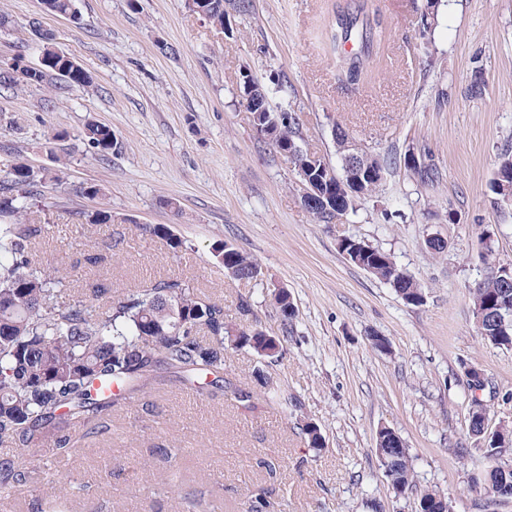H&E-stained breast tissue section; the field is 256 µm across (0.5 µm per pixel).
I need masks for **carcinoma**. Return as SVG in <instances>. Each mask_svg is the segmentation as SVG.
<instances>
[{
  "mask_svg": "<svg viewBox=\"0 0 512 512\" xmlns=\"http://www.w3.org/2000/svg\"><path fill=\"white\" fill-rule=\"evenodd\" d=\"M75 0H42L45 12L71 17L78 15ZM210 24L224 29V0L202 3ZM438 0H426L420 22L425 29L435 24ZM387 24L379 9L368 0H356L336 6L334 19L326 28V37L336 50L340 66L338 80L352 83L366 68L374 48L386 37ZM42 62L30 74L19 73L10 66L0 70V87L7 90L24 85H40L47 76L56 75L70 85L88 87L91 77L69 56L50 41L42 44ZM246 109L261 113L258 126L276 125L280 143L299 146L300 118L291 112H276L267 94L258 103L246 102ZM82 138L104 157L115 145L112 129L91 123L81 132ZM404 166L422 184L439 178L433 159L423 153L404 154ZM375 177L364 179L360 190L352 195L336 191L332 183L338 174L320 158L306 172L308 181L325 195V202L310 210L320 222L356 211V202L372 196L384 180L389 163L374 158ZM67 163L59 161L54 173L36 171L23 161L0 170V445L19 449L12 456H0V480L21 483L27 480L23 456H37L44 447L57 454L69 451V429L82 427L95 434L104 427L112 407L145 395L155 389L159 373L166 371L191 386L200 379L216 388H231L225 377L224 340L235 336L236 349L256 350L264 330H238L228 321L224 304L198 292L190 281L181 277L160 279L144 288L132 290L112 301L108 288L94 289L96 299L107 298L104 308L79 300L58 301L65 276L60 268L43 264L33 257L37 237L43 226L25 220V215L44 206L51 191L64 184ZM495 203L512 206V154H504L489 183ZM71 218L79 224H107L112 212L100 209L92 214L75 212ZM142 231L163 239L177 253L187 249L185 241L167 226L145 225ZM350 244L358 257L349 260L394 288L407 304H422L424 295L413 278L396 275V264L386 253L357 238ZM218 264L226 267L244 263L248 255L231 243L216 249ZM473 313L485 312L478 333L488 343L512 348V326L502 325L494 311H508L512 305V288L491 274L472 291ZM262 396L272 404L288 408V394L266 383V375L257 374ZM313 448L324 446L319 428L303 422L300 427ZM386 433L375 437V453L383 447ZM512 431L491 438L482 446L489 466L484 485L492 489H512V463L502 461ZM396 455L395 470L387 480L395 493L405 495L416 489L414 467L409 449L388 450ZM64 486L59 478L51 479L45 492V504L52 509L64 506ZM417 512H443L441 493L434 489L420 491Z\"/></svg>",
  "mask_w": 512,
  "mask_h": 512,
  "instance_id": "carcinoma-1",
  "label": "carcinoma"
}]
</instances>
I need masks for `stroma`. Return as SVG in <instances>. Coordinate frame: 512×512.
Here are the masks:
<instances>
[{
    "label": "stroma",
    "instance_id": "35a3bbf8",
    "mask_svg": "<svg viewBox=\"0 0 512 512\" xmlns=\"http://www.w3.org/2000/svg\"><path fill=\"white\" fill-rule=\"evenodd\" d=\"M331 2L253 0L249 13H227V34L187 0H76V23L46 14L41 0H0V66L19 55L38 64L42 28L95 80L89 89L51 78L0 92V170L18 159L39 171L70 160L49 210L35 215L47 230L37 258L66 275L62 301L91 300L101 285L117 299L177 276L221 301L237 328L265 329L284 347L267 367L251 350L226 351L229 379L254 394L247 407L162 374L156 390L113 410L102 434L74 435L70 455L46 451L27 483L0 488V512H38L52 475L74 483L65 512H183L185 494L217 512H249L258 495L272 512H416L415 495L395 494L376 457L383 425L405 440L418 489L448 495L452 512H512V501H492L480 485L487 461L468 430L476 399L489 430L512 427V349L478 336L471 295L495 263L512 261V207H497L489 190L512 152V0H441L430 30L417 11L424 0H381L390 43L356 85L337 79L318 28ZM244 71L275 111L298 114L302 148L330 165L339 163L337 126L359 149L392 158L356 213L320 223L307 211L287 158L251 122ZM477 72L484 91L474 97ZM96 122L117 139L104 157L80 137ZM419 148L438 167L433 184L403 163ZM90 185L99 195L86 194ZM170 198L177 209L166 207ZM100 208L111 223L71 221ZM144 224L169 226L187 250L143 234ZM343 235L389 254L420 285L423 304L404 303L348 261ZM432 237L445 240L442 253L428 248ZM224 242L257 262V279L225 273L212 256ZM280 287L298 309L288 336L271 300ZM376 335L386 351L373 347ZM468 366L483 370L482 391L468 386ZM260 367L299 398L296 410L258 397ZM306 419L323 448L305 442Z\"/></svg>",
    "mask_w": 512,
    "mask_h": 512
}]
</instances>
